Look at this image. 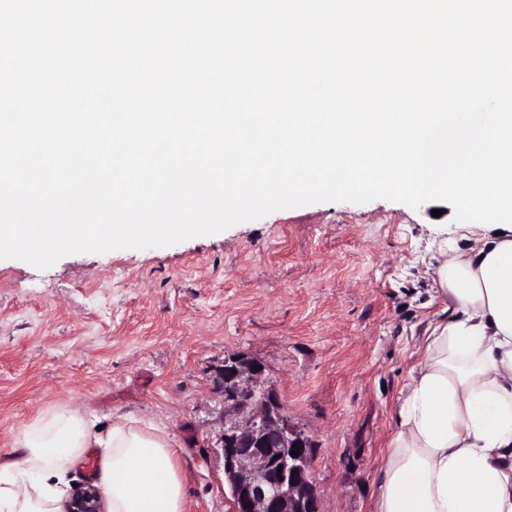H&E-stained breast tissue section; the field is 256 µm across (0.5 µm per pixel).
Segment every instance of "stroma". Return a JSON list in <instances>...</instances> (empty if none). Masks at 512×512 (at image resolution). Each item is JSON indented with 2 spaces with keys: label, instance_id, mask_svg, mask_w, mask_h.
<instances>
[{
  "label": "stroma",
  "instance_id": "stroma-1",
  "mask_svg": "<svg viewBox=\"0 0 512 512\" xmlns=\"http://www.w3.org/2000/svg\"><path fill=\"white\" fill-rule=\"evenodd\" d=\"M461 236L448 203L376 199L45 270L1 259L0 458L48 410L80 408L105 431L132 415L168 433L187 512H231L217 369L244 354L315 440L324 512H372L410 355L445 307L431 266Z\"/></svg>",
  "mask_w": 512,
  "mask_h": 512
}]
</instances>
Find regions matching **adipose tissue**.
I'll list each match as a JSON object with an SVG mask.
<instances>
[{
    "label": "adipose tissue",
    "mask_w": 512,
    "mask_h": 512,
    "mask_svg": "<svg viewBox=\"0 0 512 512\" xmlns=\"http://www.w3.org/2000/svg\"><path fill=\"white\" fill-rule=\"evenodd\" d=\"M443 244L433 267L448 315L428 328L394 407L373 512H512V230ZM99 451L110 512H185L175 451L158 427L46 412L0 461V512H62L69 471Z\"/></svg>",
    "instance_id": "1"
}]
</instances>
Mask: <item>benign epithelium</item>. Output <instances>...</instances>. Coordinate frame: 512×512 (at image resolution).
Segmentation results:
<instances>
[{
  "label": "benign epithelium",
  "instance_id": "benign-epithelium-1",
  "mask_svg": "<svg viewBox=\"0 0 512 512\" xmlns=\"http://www.w3.org/2000/svg\"><path fill=\"white\" fill-rule=\"evenodd\" d=\"M218 381L230 423L220 443L232 512H324L311 476L314 441L289 420L264 366L244 354L228 357ZM66 508L105 512V498L99 488L81 485Z\"/></svg>",
  "mask_w": 512,
  "mask_h": 512
}]
</instances>
